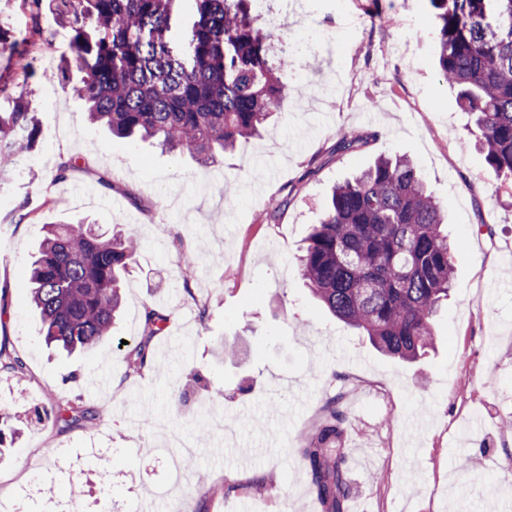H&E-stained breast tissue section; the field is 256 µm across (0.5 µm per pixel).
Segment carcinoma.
I'll return each mask as SVG.
<instances>
[{
	"instance_id": "carcinoma-1",
	"label": "carcinoma",
	"mask_w": 512,
	"mask_h": 512,
	"mask_svg": "<svg viewBox=\"0 0 512 512\" xmlns=\"http://www.w3.org/2000/svg\"><path fill=\"white\" fill-rule=\"evenodd\" d=\"M54 19L75 32L74 56L50 75L75 88L90 120L112 134L156 139L207 164L257 135L288 95V62L271 57L274 33L249 0H53ZM438 24L441 76L474 115L494 174L512 178V0H430ZM40 128L31 100L0 109V180L10 177ZM445 215L414 163L380 156L333 188L299 258V275L336 318L361 330L379 352L412 362L434 348L433 319L448 299L454 267ZM138 249L132 229L100 233L77 221L56 224L29 271L42 336L71 353L112 335L121 283ZM170 315L144 307L140 339L125 354V377L146 365ZM24 360L0 347V371ZM55 422L84 426L93 411L74 401L51 409ZM343 414L338 398L302 449L311 484L327 512H344Z\"/></svg>"
}]
</instances>
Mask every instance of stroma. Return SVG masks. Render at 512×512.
Returning a JSON list of instances; mask_svg holds the SVG:
<instances>
[{"instance_id": "1", "label": "stroma", "mask_w": 512, "mask_h": 512, "mask_svg": "<svg viewBox=\"0 0 512 512\" xmlns=\"http://www.w3.org/2000/svg\"><path fill=\"white\" fill-rule=\"evenodd\" d=\"M275 9L284 42L305 47L291 57L288 95L267 132L204 167L90 122L80 72L52 78L72 56L73 32L53 22L51 0H0V31L31 44L28 73L0 55V104L31 99L41 130L0 182V338L25 362L23 374L0 373V413L26 418L15 444L0 446V512H67L76 498L111 500L114 512H196L202 473L241 487L220 512H325L301 450L335 395L351 512H512L499 481L512 473V187L488 166L439 73L429 0H275ZM344 132L367 142L337 151ZM382 155L411 159L448 213L453 284L436 347L413 364L331 316L297 273L332 186ZM64 157L81 168L58 183ZM279 196L288 206L266 223ZM25 201L36 214L24 216ZM78 216L107 232L135 229L140 248L112 336L67 355L40 336L28 268L48 226ZM187 252L198 257L188 283ZM148 305L171 323L128 379L126 347ZM219 338L239 356L221 357ZM76 397L97 411L94 423L54 424L48 409ZM173 438L196 448L178 481L158 455ZM29 461L49 494L28 491Z\"/></svg>"}]
</instances>
